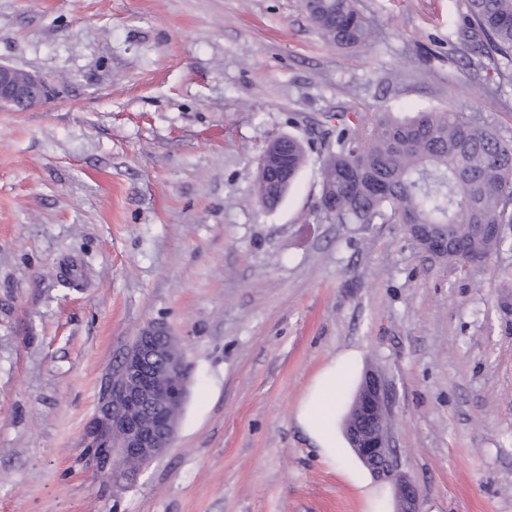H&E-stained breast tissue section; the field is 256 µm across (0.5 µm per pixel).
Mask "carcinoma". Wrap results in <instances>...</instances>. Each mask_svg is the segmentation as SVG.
Masks as SVG:
<instances>
[{"label":"carcinoma","mask_w":512,"mask_h":512,"mask_svg":"<svg viewBox=\"0 0 512 512\" xmlns=\"http://www.w3.org/2000/svg\"><path fill=\"white\" fill-rule=\"evenodd\" d=\"M308 17L331 45L371 44L376 26L359 0H303ZM464 40L494 69L512 65V0H463ZM336 150L320 161L319 217L336 224H419L448 239L442 258L486 262L512 224V138L487 119L461 108H430L411 115L374 112L354 123L348 113L325 116ZM270 140L258 167L256 193L268 206L288 192L309 163L311 147L295 136L274 149Z\"/></svg>","instance_id":"cac0c4a2"}]
</instances>
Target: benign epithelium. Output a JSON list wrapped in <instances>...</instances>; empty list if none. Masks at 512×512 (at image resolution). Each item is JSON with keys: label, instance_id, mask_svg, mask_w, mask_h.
<instances>
[{"label": "benign epithelium", "instance_id": "1", "mask_svg": "<svg viewBox=\"0 0 512 512\" xmlns=\"http://www.w3.org/2000/svg\"><path fill=\"white\" fill-rule=\"evenodd\" d=\"M50 96L45 79L0 64V104L19 111L42 106ZM112 400L98 405L85 433L89 460L112 476L131 478L170 447L186 399L188 369L177 339L162 325L142 328L110 373ZM395 396L381 373L365 372L347 429L350 448L377 478L394 483V512H420V490L402 469L389 416Z\"/></svg>", "mask_w": 512, "mask_h": 512}]
</instances>
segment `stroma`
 <instances>
[{
	"mask_svg": "<svg viewBox=\"0 0 512 512\" xmlns=\"http://www.w3.org/2000/svg\"><path fill=\"white\" fill-rule=\"evenodd\" d=\"M380 35L324 42L301 0H0V64L53 96L0 105V512H393L350 448L296 410L357 355L395 391L421 512H512V225L483 264L404 225L318 217L316 165L274 207L258 156L327 152L326 113L455 106L512 136V78L463 45L462 0H359ZM180 340L175 439L129 480L83 446L147 324ZM355 363L354 353L335 357L319 376L315 386L299 407L296 421L318 446L324 461L336 465V400Z\"/></svg>",
	"mask_w": 512,
	"mask_h": 512,
	"instance_id": "stroma-1",
	"label": "stroma"
}]
</instances>
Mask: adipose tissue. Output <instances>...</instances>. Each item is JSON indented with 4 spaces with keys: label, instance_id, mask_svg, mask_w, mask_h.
I'll use <instances>...</instances> for the list:
<instances>
[{
    "label": "adipose tissue",
    "instance_id": "ef3b65f1",
    "mask_svg": "<svg viewBox=\"0 0 512 512\" xmlns=\"http://www.w3.org/2000/svg\"><path fill=\"white\" fill-rule=\"evenodd\" d=\"M355 363L354 353L332 359L299 407L296 421L318 447L324 461L336 462V400Z\"/></svg>",
    "mask_w": 512,
    "mask_h": 512
}]
</instances>
